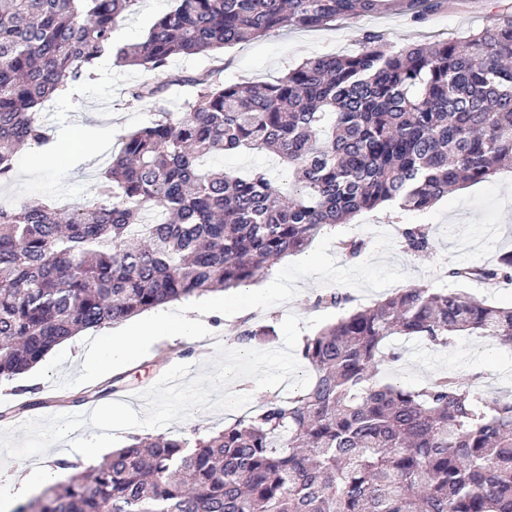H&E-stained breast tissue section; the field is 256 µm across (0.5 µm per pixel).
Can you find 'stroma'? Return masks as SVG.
I'll return each mask as SVG.
<instances>
[{
  "label": "stroma",
  "instance_id": "1",
  "mask_svg": "<svg viewBox=\"0 0 512 512\" xmlns=\"http://www.w3.org/2000/svg\"><path fill=\"white\" fill-rule=\"evenodd\" d=\"M170 0H137L125 20L114 32L117 45L143 41L154 22L168 10ZM512 10V0H446L441 9L424 21H413L393 7L383 6L376 13L356 20H340L317 28L284 27L259 38L230 45L210 54L180 57L168 70L131 68L119 63L94 71L91 79L78 83L72 96H59L47 103L43 115L51 134L73 131L94 136L104 127L112 129V146L93 161L77 158L64 168L35 164L28 151H20L9 181L0 182V207L13 208L29 200L52 201L63 208L81 204L92 195L102 170L119 154L125 136L148 123L155 107L149 102L131 101L128 91L142 82L163 80L167 72L185 75L213 74L227 84L272 82L304 60L323 55H342L357 51L363 30L384 33L391 47L433 42L459 37L494 23L497 12ZM215 165L230 173L265 171L274 182H282L286 173L270 154L258 151L228 152L216 157ZM405 224L432 227L430 253L414 256L403 251L399 228ZM356 237L366 243L363 254L348 258L336 247L337 239ZM512 249V168L499 169L486 181L460 187L437 200L422 212L400 213L390 221L386 209L358 213L350 223L317 238L307 251L310 264L300 268L293 263H278L274 269L282 283L280 296L262 309L244 317V324H266L280 328L287 314L301 319L327 313L318 306L320 295L342 291L368 306L383 296L409 286L441 289L452 286L441 270L449 265L478 266L495 261ZM457 290L491 304L512 305V284L498 288L477 281L454 284ZM339 317V310H332ZM102 342L101 332H89L79 341L57 346L30 370L28 377L0 382V429L72 410V401L87 397L91 406H99L96 393L110 388V400L133 396V409L143 412L139 393L153 386L171 366L189 365L191 374L205 371L201 348L216 344L235 349L238 339L227 338L224 321L211 320V332L202 342L164 341L137 354L132 360L104 374L87 363ZM391 347L400 352L398 362L384 366L382 380L407 388H418L429 381L456 375L474 393L497 392L512 396V348L496 345L490 339L462 336L445 347L430 348L414 339L393 337ZM42 399L35 410H22L29 396ZM230 419L223 411L197 410L186 419L161 428L173 439H190L223 430ZM67 444L53 445L43 456L9 461L0 470V481L17 485L10 507L28 502L30 492L21 490L25 473L32 468L48 467L59 456H69Z\"/></svg>",
  "mask_w": 512,
  "mask_h": 512
}]
</instances>
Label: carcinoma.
Returning <instances> with one entry per match:
<instances>
[{
  "label": "carcinoma",
  "mask_w": 512,
  "mask_h": 512,
  "mask_svg": "<svg viewBox=\"0 0 512 512\" xmlns=\"http://www.w3.org/2000/svg\"><path fill=\"white\" fill-rule=\"evenodd\" d=\"M135 0H0V180L17 149L50 137L42 105L98 59L165 69L284 27L315 28L383 0H174L130 49L113 32ZM421 21L442 0H395ZM360 50L314 57L273 83L170 73L133 86L159 105L127 135L97 187L70 211L0 207V379L12 380L81 331L162 303L255 280L327 229L378 207L424 211L512 162V15L477 33L392 50L365 31ZM193 94L174 121L172 85ZM264 149L292 173L284 193L263 172L201 165ZM426 255L430 229L401 231ZM455 281L512 284V251ZM305 339L312 384L276 395L204 437H130L99 465L14 512H512V399L477 398L444 375L417 390L378 382L393 336L445 346L454 336L512 345V306L458 290L404 288L347 309Z\"/></svg>",
  "instance_id": "cac0c4a2"
}]
</instances>
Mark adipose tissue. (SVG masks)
Returning <instances> with one entry per match:
<instances>
[{"mask_svg":"<svg viewBox=\"0 0 512 512\" xmlns=\"http://www.w3.org/2000/svg\"><path fill=\"white\" fill-rule=\"evenodd\" d=\"M212 301L198 300L179 311L158 310L139 321L116 330H110L104 345L95 354V367L105 370L125 360L132 351L141 349L155 339L169 337L198 341L209 330L207 316Z\"/></svg>","mask_w":512,"mask_h":512,"instance_id":"adipose-tissue-1","label":"adipose tissue"}]
</instances>
